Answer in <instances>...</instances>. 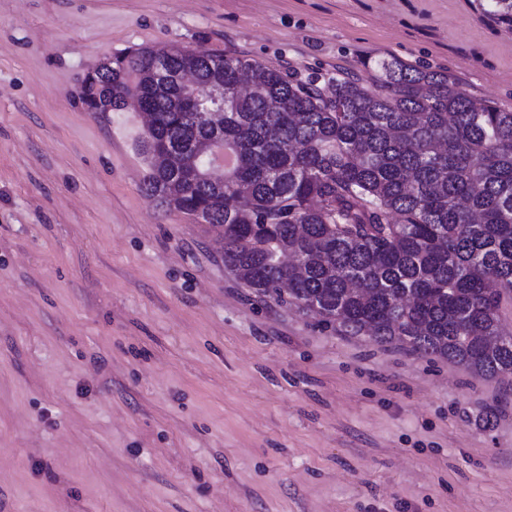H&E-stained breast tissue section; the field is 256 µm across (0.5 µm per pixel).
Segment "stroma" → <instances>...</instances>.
Returning a JSON list of instances; mask_svg holds the SVG:
<instances>
[{
  "mask_svg": "<svg viewBox=\"0 0 512 512\" xmlns=\"http://www.w3.org/2000/svg\"><path fill=\"white\" fill-rule=\"evenodd\" d=\"M157 47L392 56L512 107L469 0H0V512H512V380L260 300L144 196L141 114L78 90Z\"/></svg>",
  "mask_w": 512,
  "mask_h": 512,
  "instance_id": "stroma-1",
  "label": "stroma"
}]
</instances>
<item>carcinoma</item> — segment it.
<instances>
[{
    "label": "carcinoma",
    "mask_w": 512,
    "mask_h": 512,
    "mask_svg": "<svg viewBox=\"0 0 512 512\" xmlns=\"http://www.w3.org/2000/svg\"><path fill=\"white\" fill-rule=\"evenodd\" d=\"M512 28V0H476ZM195 69L198 111L174 109L175 74ZM372 82L321 86L243 54L144 48L101 81L157 116L187 151L213 139L234 155L193 184L150 173L144 192L224 231V270L258 298L293 303L344 336L398 342L490 378H512V340L490 348L512 299V109L448 74L367 59ZM251 69L254 89L236 92ZM224 113V128L201 121Z\"/></svg>",
    "instance_id": "carcinoma-1"
}]
</instances>
